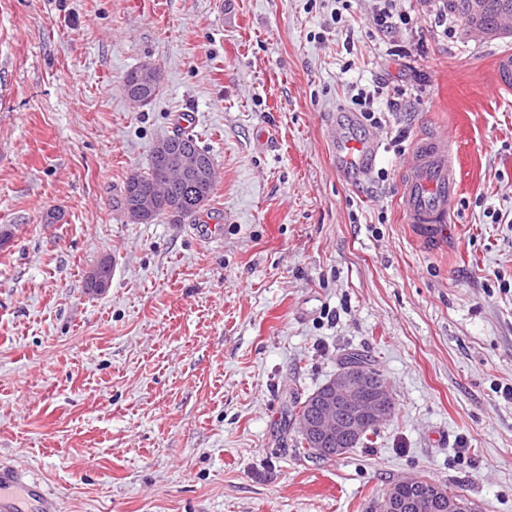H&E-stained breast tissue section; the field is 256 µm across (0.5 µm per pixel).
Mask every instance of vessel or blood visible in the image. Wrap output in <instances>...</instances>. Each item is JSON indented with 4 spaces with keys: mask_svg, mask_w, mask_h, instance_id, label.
<instances>
[{
    "mask_svg": "<svg viewBox=\"0 0 512 512\" xmlns=\"http://www.w3.org/2000/svg\"><path fill=\"white\" fill-rule=\"evenodd\" d=\"M374 143L345 142L340 161L345 169L366 171L377 159ZM461 161L447 134L419 140L405 166L400 184L401 207L414 236L423 244H442L449 235L452 206L461 186ZM37 512H57L54 499L19 469L0 463V512H22L23 503Z\"/></svg>",
    "mask_w": 512,
    "mask_h": 512,
    "instance_id": "1",
    "label": "vessel or blood"
}]
</instances>
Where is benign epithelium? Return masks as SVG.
Listing matches in <instances>:
<instances>
[{"label":"benign epithelium","instance_id":"7a95c632","mask_svg":"<svg viewBox=\"0 0 512 512\" xmlns=\"http://www.w3.org/2000/svg\"><path fill=\"white\" fill-rule=\"evenodd\" d=\"M505 6L506 23L497 31L471 23L467 34L473 40H486L503 32L512 33V16ZM395 405L390 387L366 367L348 364L325 384L308 395L305 413L296 428L313 455L332 459L344 455L350 443L384 422ZM460 503L439 484H422L418 478L391 485L381 501L379 512H458Z\"/></svg>","mask_w":512,"mask_h":512}]
</instances>
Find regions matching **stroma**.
Segmentation results:
<instances>
[{"instance_id": "stroma-1", "label": "stroma", "mask_w": 512, "mask_h": 512, "mask_svg": "<svg viewBox=\"0 0 512 512\" xmlns=\"http://www.w3.org/2000/svg\"><path fill=\"white\" fill-rule=\"evenodd\" d=\"M398 8L388 33L369 0H0V462L58 512H367L421 476L512 512V36ZM145 62L160 88L137 106ZM378 86L397 103L372 127L352 98ZM183 117L214 192L133 223L125 183ZM332 127L378 141L369 174ZM430 132L462 152L434 252L398 199ZM350 351L395 410L369 447L304 455L286 408ZM155 70L147 64L129 70L123 79L127 97L140 105L148 104L159 88V77L154 79L150 74ZM136 95V96H133Z\"/></svg>"}]
</instances>
